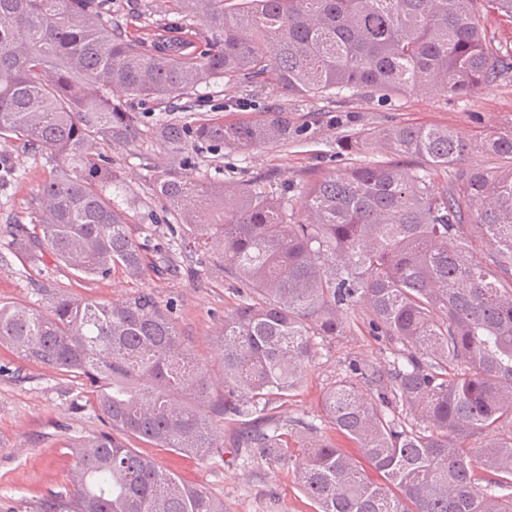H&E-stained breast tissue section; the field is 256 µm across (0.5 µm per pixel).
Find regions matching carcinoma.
<instances>
[{"instance_id":"1","label":"carcinoma","mask_w":512,"mask_h":512,"mask_svg":"<svg viewBox=\"0 0 512 512\" xmlns=\"http://www.w3.org/2000/svg\"><path fill=\"white\" fill-rule=\"evenodd\" d=\"M512 17V0H166L160 18L114 0H0V142L57 160L31 224L10 225L14 253L48 254L82 279L116 268L142 275L112 155L142 136L132 104L204 112L200 85H273L289 101L410 92L467 96L497 74L499 51L478 16ZM256 107L248 94L227 111ZM307 132L288 101L256 120L164 119L152 137L169 165L151 182L172 239L157 253L212 260L241 289L224 316V398L190 352L173 307L151 293L104 303L60 293L43 309L0 304V345L81 378L111 431L74 444V492L37 512H224L130 448L137 439L201 457L220 447L215 417L241 425V446L294 464L316 512H512V129L473 143L433 126L361 128L340 151L366 155L301 186L274 176L202 180L195 159L226 148L286 145ZM484 150L493 171L455 168ZM491 245L474 259L470 228ZM364 308L373 336L394 344L387 372L355 369L327 389L323 419L356 458L315 425L275 413L301 387L316 339L350 331ZM405 408L406 419L392 406ZM507 429L509 439H463Z\"/></svg>"}]
</instances>
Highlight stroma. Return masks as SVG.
Segmentation results:
<instances>
[{
    "label": "stroma",
    "mask_w": 512,
    "mask_h": 512,
    "mask_svg": "<svg viewBox=\"0 0 512 512\" xmlns=\"http://www.w3.org/2000/svg\"><path fill=\"white\" fill-rule=\"evenodd\" d=\"M480 24L504 59L495 79L472 95L408 94L387 106L364 96L311 99L300 103L292 115L293 121L307 124L306 138L262 150L227 149L216 158L203 155L195 177L247 179L272 173L298 186L310 172L326 176L343 170L350 159L338 155L337 141L364 125L448 126L477 142L512 127V18L491 9L481 13ZM0 153L11 156L19 173L14 183L0 187V303L41 308L64 292L111 303L142 292L154 294L162 303L173 304L176 323L188 337L191 351L211 373L212 400L221 399L224 385L215 338L225 314L240 300L234 284L218 267L206 270L186 260L175 276L159 274L150 266L135 279L116 270L103 280H83L54 260L29 263L15 256L8 226L30 222V202L49 179L56 161L50 153L35 154L10 144L0 143ZM112 157L127 190L138 196L139 207L133 213L135 237L152 246L166 242L165 224L151 221L164 205L148 189L155 171L165 167L166 153L145 136L135 146L113 149ZM347 318L353 331L318 346L302 387L280 409L282 416L316 424L317 437L346 451L350 443L323 422L320 400L352 366L385 365L393 349L387 339L369 335L362 324V310L348 311ZM87 397L82 380L21 360L0 346V512H31L46 497L71 493L72 444L105 429L98 412L86 406ZM235 430L233 422H219L220 446L204 457L140 440L131 446L186 483L223 500L224 512H315L292 466L270 465L258 454L235 447Z\"/></svg>",
    "instance_id": "stroma-1"
}]
</instances>
